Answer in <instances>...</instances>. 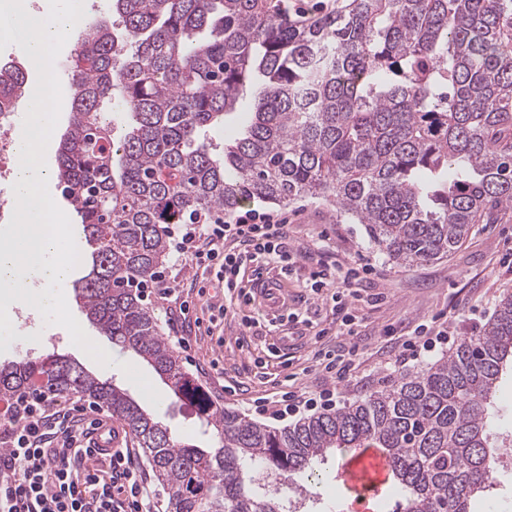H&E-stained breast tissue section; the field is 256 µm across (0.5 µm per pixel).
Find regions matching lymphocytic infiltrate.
<instances>
[{"label": "lymphocytic infiltrate", "mask_w": 512, "mask_h": 512, "mask_svg": "<svg viewBox=\"0 0 512 512\" xmlns=\"http://www.w3.org/2000/svg\"><path fill=\"white\" fill-rule=\"evenodd\" d=\"M176 264L212 275L224 294L240 288L241 271L247 264L268 259L288 269L298 256L288 244L285 214L255 213L235 222L209 217L179 230L174 246ZM357 268L320 266L312 274V292L332 289L333 309L340 317V330L353 334L352 302L357 297ZM162 299L173 301L181 329L192 326L195 298L205 308L226 315L222 303L206 299L205 288L195 296L157 279ZM449 322L418 324L404 341L401 363L423 361L436 345L449 336ZM319 366L330 386L322 397L310 392H287L277 398L259 399L257 409L272 418L286 411L311 409L317 403L333 408L335 386L352 378L355 351L335 354L319 351ZM101 409L95 404L60 407L44 394H25L0 405V512H162L159 490L147 481L132 449L119 447L94 454L90 443L100 428Z\"/></svg>", "instance_id": "f902f5d3"}]
</instances>
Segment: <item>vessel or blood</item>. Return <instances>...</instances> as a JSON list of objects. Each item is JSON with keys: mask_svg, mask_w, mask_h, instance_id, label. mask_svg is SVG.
Returning <instances> with one entry per match:
<instances>
[{"mask_svg": "<svg viewBox=\"0 0 512 512\" xmlns=\"http://www.w3.org/2000/svg\"><path fill=\"white\" fill-rule=\"evenodd\" d=\"M255 301L280 311L288 305V295L280 278L261 273L251 279ZM345 486L353 491V503L358 512H364L369 501L382 495L388 483V468L382 453L374 448H360L346 458L339 469Z\"/></svg>", "mask_w": 512, "mask_h": 512, "instance_id": "b4317fda", "label": "vessel or blood"}]
</instances>
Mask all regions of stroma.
<instances>
[{
  "instance_id": "stroma-1",
  "label": "stroma",
  "mask_w": 512,
  "mask_h": 512,
  "mask_svg": "<svg viewBox=\"0 0 512 512\" xmlns=\"http://www.w3.org/2000/svg\"><path fill=\"white\" fill-rule=\"evenodd\" d=\"M291 247H307L283 277L288 309L297 321L275 323L267 311L233 298L224 320L190 336L191 350L179 358L206 389L216 405L255 417L254 401L277 392L312 391L328 383L315 363L326 348L344 354L355 350L359 366L341 400L352 403L389 386L404 375L395 359L402 342L421 320L451 314L462 336L480 333L503 293H512V211L491 224L474 225L466 241L440 260L401 265L383 254L363 225L350 224L335 205L305 198L286 205ZM354 267L369 264L359 282L352 312L354 335L339 334L330 290L313 294L311 274L318 263ZM14 316L31 324L21 338L11 340L0 362L49 351L68 355L94 376L114 382L142 406L167 423L179 437L198 434L191 408L174 404L170 389L131 352L113 346V365L100 366L73 345L61 326L45 330L40 313L13 307ZM339 457L328 456L320 482H306L310 512H348L349 493L336 480Z\"/></svg>"
}]
</instances>
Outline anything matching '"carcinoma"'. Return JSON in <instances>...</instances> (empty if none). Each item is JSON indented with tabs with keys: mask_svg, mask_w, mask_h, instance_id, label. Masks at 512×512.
Listing matches in <instances>:
<instances>
[{
	"mask_svg": "<svg viewBox=\"0 0 512 512\" xmlns=\"http://www.w3.org/2000/svg\"><path fill=\"white\" fill-rule=\"evenodd\" d=\"M68 76L57 180L93 248L75 298L220 446L176 438L55 352L0 362V398L38 388L97 402L138 439L169 512H288L280 482L357 448L386 453L400 512H474L505 447L490 409L512 368V293L424 369L273 428L213 403L139 288L167 257L171 225L248 202H334L405 265L448 256L512 209V0H347L304 22L271 0H112V24H88ZM25 84L0 70V106ZM249 91L250 121L216 152L209 133ZM113 105L128 119L118 141Z\"/></svg>",
	"mask_w": 512,
	"mask_h": 512,
	"instance_id": "obj_1",
	"label": "carcinoma"
}]
</instances>
